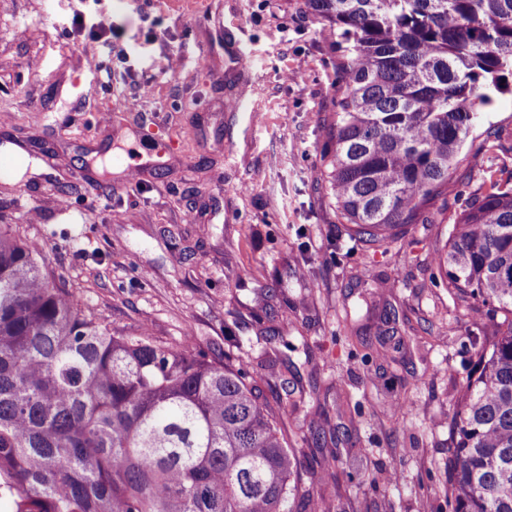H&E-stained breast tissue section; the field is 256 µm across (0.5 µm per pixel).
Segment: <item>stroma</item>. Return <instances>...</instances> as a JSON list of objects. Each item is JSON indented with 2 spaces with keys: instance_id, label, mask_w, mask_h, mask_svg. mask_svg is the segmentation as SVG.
I'll list each match as a JSON object with an SVG mask.
<instances>
[{
  "instance_id": "stroma-1",
  "label": "stroma",
  "mask_w": 512,
  "mask_h": 512,
  "mask_svg": "<svg viewBox=\"0 0 512 512\" xmlns=\"http://www.w3.org/2000/svg\"><path fill=\"white\" fill-rule=\"evenodd\" d=\"M102 22L111 43L91 32ZM338 86L333 35L300 0H0V150L32 167L0 178V224L115 330L192 336L264 398L302 394L285 426L337 451L324 512H450L456 397L495 324L433 257L456 214L512 182V94L482 113L430 223L369 246L324 178ZM370 302L396 314L394 361L375 334L350 336L346 312Z\"/></svg>"
}]
</instances>
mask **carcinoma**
Segmentation results:
<instances>
[{
    "mask_svg": "<svg viewBox=\"0 0 512 512\" xmlns=\"http://www.w3.org/2000/svg\"><path fill=\"white\" fill-rule=\"evenodd\" d=\"M336 32L329 189L365 244L428 222L491 94L512 89V0H302ZM0 224V502L11 512H314L335 477L294 470L288 398L229 357L122 336ZM448 290L500 316L456 403L452 512H512V184L463 209Z\"/></svg>",
    "mask_w": 512,
    "mask_h": 512,
    "instance_id": "obj_1",
    "label": "carcinoma"
}]
</instances>
